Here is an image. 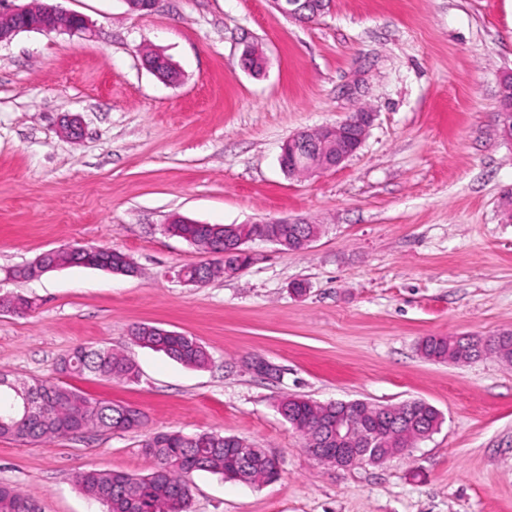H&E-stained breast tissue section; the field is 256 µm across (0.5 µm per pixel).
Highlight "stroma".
I'll list each match as a JSON object with an SVG mask.
<instances>
[{
    "instance_id": "35a3bbf8",
    "label": "stroma",
    "mask_w": 512,
    "mask_h": 512,
    "mask_svg": "<svg viewBox=\"0 0 512 512\" xmlns=\"http://www.w3.org/2000/svg\"><path fill=\"white\" fill-rule=\"evenodd\" d=\"M55 2L89 32L0 44V296L32 304L0 312V372L134 406L145 424L41 446L0 437V485L42 512H96L80 471L145 473V434L205 431L264 448L281 473L260 487L193 473V512H512V365L418 351L430 335L512 330V142L498 134L512 0H331L306 24L268 0H158L143 15L124 0ZM248 44L267 58L262 75L240 64ZM147 48L178 83L144 66ZM362 107L374 121L339 168L282 170L289 137ZM175 214L322 232L298 251L250 243L247 269L195 286L176 273L204 255L166 232ZM76 245L122 252L137 272L10 276ZM144 322L195 337L210 363L135 345L128 331ZM101 345L123 351L137 381L61 372L76 347ZM258 359L278 376L256 375ZM285 395L423 400L445 422L383 464L337 471L279 415Z\"/></svg>"
}]
</instances>
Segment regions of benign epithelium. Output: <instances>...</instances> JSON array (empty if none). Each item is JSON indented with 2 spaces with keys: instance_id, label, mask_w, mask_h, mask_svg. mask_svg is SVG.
Returning <instances> with one entry per match:
<instances>
[{
  "instance_id": "1",
  "label": "benign epithelium",
  "mask_w": 512,
  "mask_h": 512,
  "mask_svg": "<svg viewBox=\"0 0 512 512\" xmlns=\"http://www.w3.org/2000/svg\"><path fill=\"white\" fill-rule=\"evenodd\" d=\"M273 7L291 20L306 18L311 13L317 18L326 11L328 0H270ZM30 5H16L14 0H0V43L12 39L18 26L16 22L28 14ZM51 21L42 25L46 32L77 34L84 33L88 26L84 18L64 9L50 11ZM373 113L361 110L334 125H324L316 131H300L291 136L282 146L280 165L292 173L306 168L312 173L333 170L341 166L363 144L371 124ZM500 122L506 139L512 138V73L501 82ZM328 441L336 443L334 448H309L307 453L318 462L336 470H351L363 464H379L378 449L374 439L367 436L360 447L353 446L350 424L338 415L336 423L329 427Z\"/></svg>"
}]
</instances>
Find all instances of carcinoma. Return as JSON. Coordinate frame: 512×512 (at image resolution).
Returning <instances> with one entry per match:
<instances>
[{
  "instance_id": "carcinoma-1",
  "label": "carcinoma",
  "mask_w": 512,
  "mask_h": 512,
  "mask_svg": "<svg viewBox=\"0 0 512 512\" xmlns=\"http://www.w3.org/2000/svg\"><path fill=\"white\" fill-rule=\"evenodd\" d=\"M278 236L285 241L281 248L298 250L302 232L308 224H275ZM252 224H231L219 228L215 224H174L167 228L195 245L215 255L212 264L197 274L210 281L224 274V264L249 265L233 251L238 241L251 236ZM47 264L64 266H100L124 270V254L101 248L95 254L80 247H68L42 253ZM135 344L164 353L173 361L191 368H203L210 361L206 348L196 338L148 324L130 329ZM419 349L423 357L435 362H468L483 354L512 363V331H503L487 338L428 336ZM61 371L90 373L108 380L138 378L134 364L112 348L77 347L61 362ZM41 400L28 417L12 407L15 393L0 386V436H12L24 443L42 444L73 435L89 427L103 430H127L142 426L143 414L132 407L94 401L80 391L65 385L41 381ZM281 415L298 432L307 448H321L324 439L320 425L347 413L357 436L372 431L375 447L386 453L394 448H413L437 432L443 418L432 405L421 400L406 401L392 406L401 415L395 425L380 414L379 406L358 400L328 402L321 405L309 399L288 396L281 399ZM145 453L153 459L152 470L145 475L116 471L85 470L78 474L84 494L101 503L107 512H191L192 496L188 476L194 472H209L226 482L242 478L254 486L275 481L280 475V462L246 440L213 432L185 434L181 431L154 432L142 441ZM0 512H41L37 500L13 486H0Z\"/></svg>"
}]
</instances>
